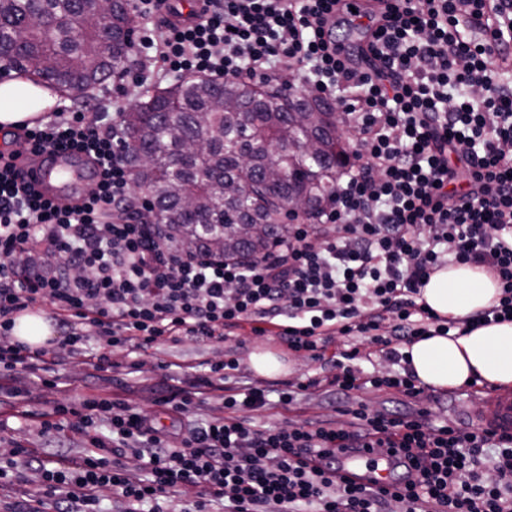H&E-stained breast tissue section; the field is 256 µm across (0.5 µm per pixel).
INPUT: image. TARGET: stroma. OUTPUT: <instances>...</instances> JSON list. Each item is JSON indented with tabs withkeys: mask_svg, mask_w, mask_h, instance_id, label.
<instances>
[{
	"mask_svg": "<svg viewBox=\"0 0 512 512\" xmlns=\"http://www.w3.org/2000/svg\"><path fill=\"white\" fill-rule=\"evenodd\" d=\"M269 350L284 361L286 369L273 377L257 374L251 366L254 352ZM232 356L239 361L235 374L237 386L270 388V403L265 408L251 412L250 421L256 428L286 427L309 421L328 423L348 428L353 420L352 411L366 406L376 413H409L419 408L433 411L438 423L463 429L481 402L482 396L470 386L454 389H427L416 398L387 388H368L341 399L321 392L308 391L300 396L295 407L285 408L278 402L277 391L288 382H302L320 372V360L288 353L273 336L255 337L244 334L231 337L221 344L205 345L191 340L161 341L145 353H127L114 350L112 358L119 368L113 373H97L88 368L81 354H74L65 364L57 367L59 388L43 385L37 378L20 375L19 396L0 397V437L24 446L39 448L47 443L34 422L37 414L50 411L54 402L60 401L79 406L88 398L119 395L140 411L151 413L156 409V399L174 394L187 386L189 377L204 375L211 364ZM140 362V369H132V362Z\"/></svg>",
	"mask_w": 512,
	"mask_h": 512,
	"instance_id": "35a3bbf8",
	"label": "stroma"
}]
</instances>
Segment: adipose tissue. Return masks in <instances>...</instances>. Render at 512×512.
Masks as SVG:
<instances>
[{"label": "adipose tissue", "mask_w": 512, "mask_h": 512, "mask_svg": "<svg viewBox=\"0 0 512 512\" xmlns=\"http://www.w3.org/2000/svg\"><path fill=\"white\" fill-rule=\"evenodd\" d=\"M55 97L32 81L0 83V127L13 128L52 106ZM497 282L484 269L468 264L442 267L422 290L425 303L444 318L463 319L495 304ZM418 379L434 389H448L479 380L512 387V322L481 326L462 336H432L405 349Z\"/></svg>", "instance_id": "1"}]
</instances>
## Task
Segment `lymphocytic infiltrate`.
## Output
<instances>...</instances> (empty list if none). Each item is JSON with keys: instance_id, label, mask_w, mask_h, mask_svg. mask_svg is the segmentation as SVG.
<instances>
[{"instance_id": "obj_1", "label": "lymphocytic infiltrate", "mask_w": 512, "mask_h": 512, "mask_svg": "<svg viewBox=\"0 0 512 512\" xmlns=\"http://www.w3.org/2000/svg\"><path fill=\"white\" fill-rule=\"evenodd\" d=\"M134 14L158 20L130 48L157 77L286 73L334 99L356 132L345 185L318 223L291 225L264 256L186 254L127 215L131 172L106 101L92 104L107 114L100 126L60 107L18 127L19 144L81 152L98 180L85 198L51 203L19 180L16 153H0V391L79 352L107 372L116 348L221 343L247 328L334 367L287 384L282 405L327 387L414 398L422 389L406 346L512 316V0H386L364 16L347 0H195L187 14L176 0H134ZM363 17L368 45L354 50L336 30ZM19 251L30 257L21 267ZM450 262L485 269L497 303L461 320L433 313L421 289ZM39 302L93 327L98 350L84 352L75 331L54 350L13 340L16 314ZM370 345L392 372L357 367ZM222 401L225 416L182 434L119 398L56 404L40 416L42 434L70 430L86 449H11L0 484L26 482L29 468L39 480L7 512H100L106 490L119 512H161L185 488L197 498L181 512H512V435L438 426L426 409L360 408L350 430L258 429L247 415L266 405L265 388L228 387ZM98 422L111 436L94 432ZM340 448L399 449L406 474L378 491L337 479Z\"/></svg>"}]
</instances>
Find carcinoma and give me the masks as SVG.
Listing matches in <instances>:
<instances>
[{"label": "carcinoma", "instance_id": "carcinoma-1", "mask_svg": "<svg viewBox=\"0 0 512 512\" xmlns=\"http://www.w3.org/2000/svg\"><path fill=\"white\" fill-rule=\"evenodd\" d=\"M52 14L51 28L32 25ZM130 0H0V56L35 83L83 98L125 70ZM120 142L135 188L149 196L146 223L165 246L206 248L226 258L261 256L288 235L286 219L311 224L336 198L348 142L336 108L275 78L184 76L147 90L121 112ZM316 139L321 150L300 145Z\"/></svg>", "mask_w": 512, "mask_h": 512}]
</instances>
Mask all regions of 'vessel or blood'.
Returning a JSON list of instances; mask_svg holds the SVG:
<instances>
[{"label": "vessel or blood", "instance_id": "obj_1", "mask_svg": "<svg viewBox=\"0 0 512 512\" xmlns=\"http://www.w3.org/2000/svg\"><path fill=\"white\" fill-rule=\"evenodd\" d=\"M15 165L19 178L33 184L45 197L60 202L83 197L93 182V171L80 154L52 150L35 154L25 146ZM471 423L479 428L511 433L512 392L487 391L484 407L472 417ZM340 461L341 475L355 483L377 489L392 487L397 482L392 466L383 460L367 467L362 456L344 453Z\"/></svg>", "mask_w": 512, "mask_h": 512}]
</instances>
